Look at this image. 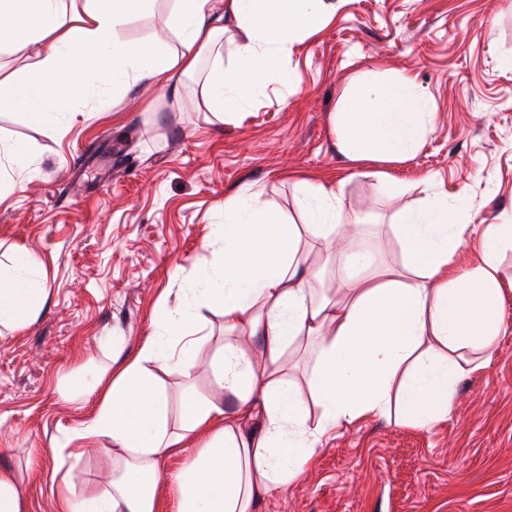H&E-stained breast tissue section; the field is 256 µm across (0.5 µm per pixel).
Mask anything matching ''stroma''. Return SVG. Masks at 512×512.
<instances>
[{"label":"stroma","instance_id":"obj_1","mask_svg":"<svg viewBox=\"0 0 512 512\" xmlns=\"http://www.w3.org/2000/svg\"><path fill=\"white\" fill-rule=\"evenodd\" d=\"M512 0H342L320 33L294 43L285 69L300 93L270 85L247 112L209 120L201 76L181 111L159 91L100 89L56 132L0 112V143L34 162L0 202V264L16 248L41 264L46 302L32 325L0 337V466L22 476L23 512H58L59 479L97 489L111 468L99 448L56 455L94 413L64 400V375L133 352L213 259L225 195L243 183L298 217L293 179L342 183L341 223L364 246L401 261L389 229L422 199L421 182L466 192L471 224L512 218ZM409 74L432 113L417 150L393 162L341 154L332 126L346 93ZM387 173L403 185L391 193ZM498 275L507 325L488 366L459 381L448 418L431 429L377 416L336 432L312 465L253 512H512V250Z\"/></svg>","mask_w":512,"mask_h":512}]
</instances>
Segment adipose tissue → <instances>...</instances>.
<instances>
[{"label":"adipose tissue","mask_w":512,"mask_h":512,"mask_svg":"<svg viewBox=\"0 0 512 512\" xmlns=\"http://www.w3.org/2000/svg\"><path fill=\"white\" fill-rule=\"evenodd\" d=\"M154 2L0 0V53L22 64L0 79V111L48 127L54 113L88 102L97 82L165 91L176 111L183 77L206 59V111L235 115L274 81L294 82L280 67L291 45L336 13V0H174L169 36L126 39L130 21ZM229 32L236 57L228 68ZM428 115L412 78L394 75L344 101L334 118L337 147L353 161L400 159L421 141ZM294 187L299 224L263 201L261 186L226 195L221 246L187 301L166 311L118 366L64 380L63 398L95 396L80 435L92 446L108 440L112 475L94 492L63 476L60 512H157L163 463L186 448L196 454L172 482L175 512H252L258 499L298 479L336 429L388 414L394 404L415 427L446 419L469 372L464 353L490 349L504 331L498 257L512 244V219L468 238L463 194L425 180L424 205L401 211L391 227L402 255L392 267L356 235L335 247L343 235L341 184L299 179ZM305 243L318 245L324 261L306 263ZM324 271L334 285L313 294ZM46 295L36 259L24 255L17 268L0 269V327L35 322ZM201 308L223 318L229 337L211 369L228 409L193 384L210 337L184 327ZM300 344L316 348L303 385L289 377L288 350ZM163 373L180 379L179 402L161 384ZM311 401L319 418L308 414Z\"/></svg>","instance_id":"1"}]
</instances>
